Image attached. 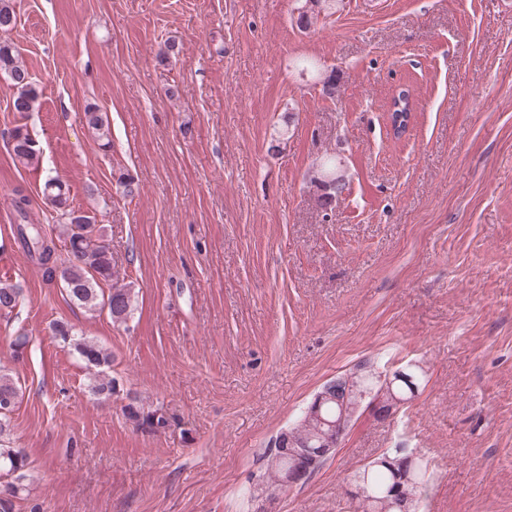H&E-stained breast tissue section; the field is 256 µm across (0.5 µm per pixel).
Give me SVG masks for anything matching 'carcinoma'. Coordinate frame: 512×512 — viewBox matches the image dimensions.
<instances>
[{"mask_svg": "<svg viewBox=\"0 0 512 512\" xmlns=\"http://www.w3.org/2000/svg\"><path fill=\"white\" fill-rule=\"evenodd\" d=\"M328 2L330 0H308V5L299 11L298 27L308 28L312 19L320 14L317 6L322 3L328 9ZM0 72L8 77L16 89L13 111L25 117L37 101L39 92L32 74L19 62L17 51L7 42H0ZM85 119L99 137H108L107 120L99 108L87 107ZM11 152L24 165H31L38 160L40 149L26 125H18L12 130ZM43 196L66 216L63 235L69 253L68 262H58L56 244L39 224L17 225L18 243L30 257L38 261L46 280H59L70 301L93 315L105 312L112 322L126 323L132 313V286L129 283H116L118 275L112 266V251L103 239L101 228L89 215L74 216L75 209L70 205L60 182L52 178L46 180ZM103 283L111 284V288L103 290L100 288ZM21 297L22 288L19 285L0 281V311L3 314L13 313ZM52 332L58 343L74 351L85 362L93 395L106 399L116 393L117 380L107 372L112 363V354L107 349L79 335L63 322L53 323ZM22 395V385L7 369L0 367V488H6L9 492L8 497H0V512H14L15 499L29 491L28 456L22 449L14 447L10 438V414L14 408L3 406L6 399L19 403ZM415 397L416 393L411 391L409 384L398 380L393 383L392 390L384 394V403L394 405L410 402ZM123 415L142 432L155 433L169 423V418L161 412V408L146 406L135 399L123 406ZM289 430L298 439L307 438L316 430V423L301 416ZM292 465L293 461L280 456L277 449H270L265 470L266 484L281 485L283 472ZM367 484L371 494L378 499L380 512H388L385 498L394 484L393 470L387 466L370 467Z\"/></svg>", "mask_w": 512, "mask_h": 512, "instance_id": "carcinoma-1", "label": "carcinoma"}]
</instances>
